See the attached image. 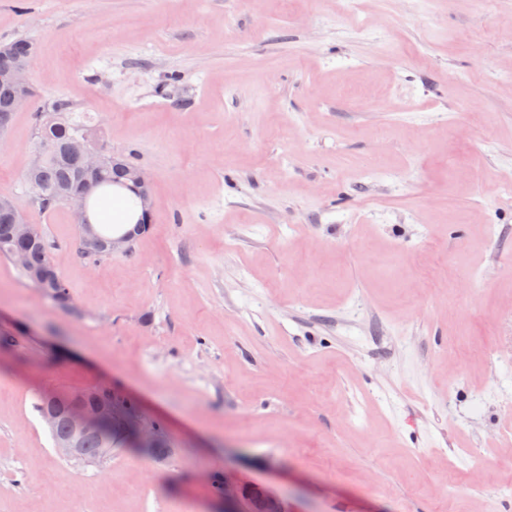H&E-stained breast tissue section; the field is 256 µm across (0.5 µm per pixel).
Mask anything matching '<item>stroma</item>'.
<instances>
[{
  "label": "stroma",
  "mask_w": 512,
  "mask_h": 512,
  "mask_svg": "<svg viewBox=\"0 0 512 512\" xmlns=\"http://www.w3.org/2000/svg\"><path fill=\"white\" fill-rule=\"evenodd\" d=\"M39 100L152 175L127 254L78 256L25 173L72 310L0 256V512H512V0H0ZM107 387L165 459L60 455L34 405ZM224 503L226 512H286L279 498L265 488L250 483L235 482L224 477Z\"/></svg>",
  "instance_id": "1"
}]
</instances>
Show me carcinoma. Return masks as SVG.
Here are the masks:
<instances>
[{
    "label": "carcinoma",
    "instance_id": "cac0c4a2",
    "mask_svg": "<svg viewBox=\"0 0 512 512\" xmlns=\"http://www.w3.org/2000/svg\"><path fill=\"white\" fill-rule=\"evenodd\" d=\"M34 48L27 37H18L0 47V67L11 66L22 60ZM68 104L56 101L52 107L42 106L31 115L33 128L43 144L42 161L32 173L26 174V182L33 191V202L44 212L54 210L64 204V198L74 193L97 196V200L106 205L112 197L110 192L119 185L129 182L125 170L107 161L95 174L82 171L79 156L72 152L74 142L85 138L83 129L69 122L66 112ZM14 217L8 210H0V255L11 257L22 252L27 257V267L22 269L26 279L31 274L43 271L46 276L39 282H32L54 305L63 309L72 308V298L65 282L56 271L51 258V244L43 234L34 232L31 239H20L13 231ZM109 411L96 419L97 425L105 431V436L91 431L81 441L84 461L93 462L103 457L112 448V437L124 436L135 441L140 427L137 426L133 412L127 416H118L112 394L106 395Z\"/></svg>",
    "mask_w": 512,
    "mask_h": 512
}]
</instances>
